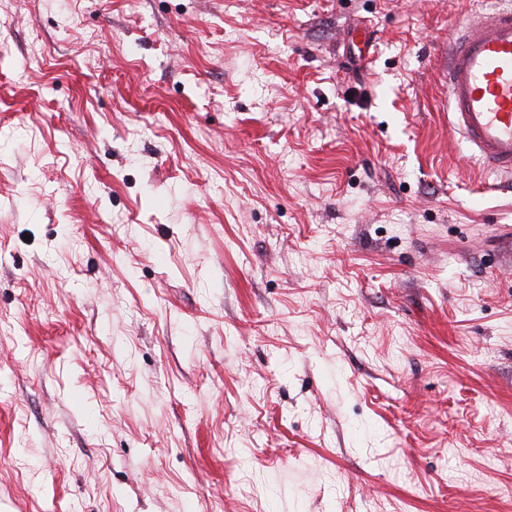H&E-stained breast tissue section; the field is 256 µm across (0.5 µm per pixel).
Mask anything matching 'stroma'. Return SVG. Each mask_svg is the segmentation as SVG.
Masks as SVG:
<instances>
[{
	"mask_svg": "<svg viewBox=\"0 0 512 512\" xmlns=\"http://www.w3.org/2000/svg\"><path fill=\"white\" fill-rule=\"evenodd\" d=\"M474 4L0 0V512H512Z\"/></svg>",
	"mask_w": 512,
	"mask_h": 512,
	"instance_id": "1",
	"label": "stroma"
}]
</instances>
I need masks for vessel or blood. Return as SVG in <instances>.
Masks as SVG:
<instances>
[{
	"label": "vessel or blood",
	"instance_id": "obj_1",
	"mask_svg": "<svg viewBox=\"0 0 512 512\" xmlns=\"http://www.w3.org/2000/svg\"><path fill=\"white\" fill-rule=\"evenodd\" d=\"M481 0L452 33L448 125L484 170L512 176V7Z\"/></svg>",
	"mask_w": 512,
	"mask_h": 512
}]
</instances>
